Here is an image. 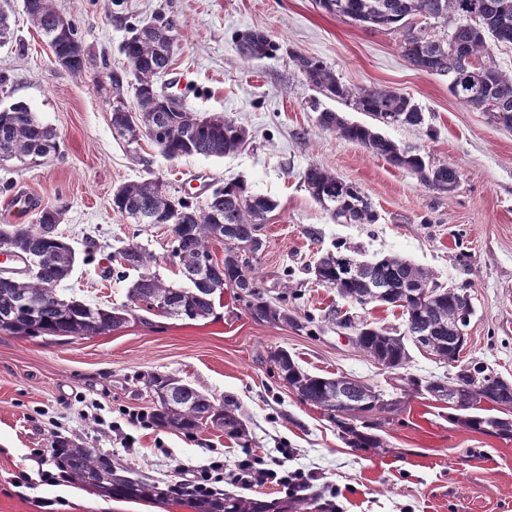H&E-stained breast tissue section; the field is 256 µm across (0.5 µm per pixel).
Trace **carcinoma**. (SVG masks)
<instances>
[{"instance_id": "1", "label": "carcinoma", "mask_w": 512, "mask_h": 512, "mask_svg": "<svg viewBox=\"0 0 512 512\" xmlns=\"http://www.w3.org/2000/svg\"><path fill=\"white\" fill-rule=\"evenodd\" d=\"M318 6L338 18L350 19L367 29H389L401 34L400 49L416 69L448 76V91L462 105L482 109L493 120L512 128V74L500 69L487 38L512 44V0H317ZM26 11L33 24L49 39L55 54L67 59L66 70L81 75L86 51L74 25L61 32V13L54 0H28ZM476 20L467 22V14ZM461 23L453 34H430L426 26ZM177 37L174 20L156 16L131 28L122 43L127 61L123 73H108L112 92V125L119 136L133 143L145 136L170 159L186 156L223 157L246 142V128L221 115L200 117L187 106L166 95L157 85L171 67L167 37ZM240 54L258 60L280 49L263 31L249 30L237 37ZM292 60L305 81L357 112L374 117L381 124L419 127L425 124L421 109L410 99L382 87L351 89L343 84L323 61L291 52ZM135 80V103L124 95L127 76ZM150 122L143 133L140 122ZM319 126L333 130L343 140L357 144L374 156L417 176L426 187L441 192L456 190L460 172L453 164L434 165L419 151L405 149L383 136L375 127L348 121L340 112L323 110ZM58 134L41 123L29 106L13 102L0 107V161L45 159L56 151ZM302 180L311 198L330 216L345 224H374L378 214L359 187L346 183L334 173L311 164ZM276 208L269 197L248 190L242 181H231L214 189L205 205L172 195L158 178L121 186L112 197V210L134 224H170L173 238L170 261L186 285L164 282L152 267L156 257L142 244L131 240L114 256L127 273L136 278L128 289L132 302L177 320H200L213 315L215 300L224 288L236 289V298L250 314L269 323L294 322L290 307L302 298L301 290L288 281L283 270L282 291L271 300L256 268L267 214ZM62 211L42 208L30 224H0V245L10 258L28 261L23 275H0V329L17 336L82 338L107 334L127 321V306L92 305L59 293L58 287L71 275L77 261L69 239L58 232ZM224 243V259L214 258L211 244ZM315 281L334 288L358 306L400 308L404 333L392 335L366 319L343 316L339 326L357 331L355 346L376 364L398 371V389L426 391L437 386L449 392L458 414L452 416L469 430L512 438V418L498 416L501 409L512 413V383L503 382L481 363L461 365L454 355L458 329L467 326L468 296L439 285L433 274L391 254L368 260L352 256V249L328 251L313 267ZM431 289L430 297L411 294L413 286ZM419 337L416 346L442 363H456L454 375L442 379L419 378L407 372L410 354L406 338ZM278 377L299 399L325 412L342 429L348 444L379 448L377 437L364 432L366 418L398 415L403 400L388 396L375 387L345 374L321 376L300 367L284 349L269 352ZM145 386L156 402L153 417L164 427L191 434L203 427L219 428L237 439L247 438L242 414L230 404L218 403L209 394L170 375H151ZM357 414L344 411L342 400ZM466 415H460V412ZM57 447L67 449L66 463L76 480L109 490L118 497L152 500L158 495L154 484L129 476L89 448L66 438ZM201 512H288L273 503L242 495H226L217 502L198 504Z\"/></svg>"}]
</instances>
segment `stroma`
Instances as JSON below:
<instances>
[{
    "label": "stroma",
    "mask_w": 512,
    "mask_h": 512,
    "mask_svg": "<svg viewBox=\"0 0 512 512\" xmlns=\"http://www.w3.org/2000/svg\"><path fill=\"white\" fill-rule=\"evenodd\" d=\"M55 6L86 50L81 75L55 64L24 0H0L15 32L0 47V74L8 78L0 102H25L58 133L56 152L41 162H0V186H11L0 189V224H28L43 207L63 206L58 230L78 259L62 293L118 306L129 301V281L113 274L112 257L129 240L156 256L154 270L165 281H176L177 269L169 261L170 225L134 224L115 213L116 189L158 177L201 205L214 185L239 179L277 203L256 263L265 287L291 269L303 291L297 315L311 312L317 320L307 330L256 320L228 288L205 320H174L135 306L124 327L90 338L54 341L0 330V512H197L183 497L152 503L83 483L70 491L56 479L58 436L163 489L217 456L224 461L225 493L285 499L280 487L236 481V464L250 451L270 466L283 460L318 471L322 485L336 489L342 512H512V439L465 429L449 420L447 401L424 392L405 395L394 423L376 427L382 447L353 448L268 360L270 350L284 348L310 373H344L393 393L391 374L363 356L348 330L324 320L332 310L359 311L336 290L316 285L309 272L321 252L344 246L364 259L406 258L443 286L467 293L472 314L461 362H482L512 381V129L458 103L447 77L411 66L399 32L336 18L315 0H55ZM158 13L180 29L160 85L198 115L243 125L248 140L237 152L170 160L150 140L129 145L114 130L103 72L124 70L121 43L132 26ZM245 30L265 32L278 51L243 60L236 36ZM293 51L324 61L349 87H388L411 98L426 116L424 128L395 124L379 131L399 146L419 148L433 163L456 164V190L430 189L321 128L317 118L325 109L354 122L370 118L308 85L289 57ZM312 163L358 186L377 223L333 222L302 183ZM153 373L179 377L237 406L248 445L211 426L190 437L157 426L133 429V447H123L107 424L125 410L153 412L144 385ZM93 410L105 425L90 418Z\"/></svg>",
    "instance_id": "obj_1"
}]
</instances>
